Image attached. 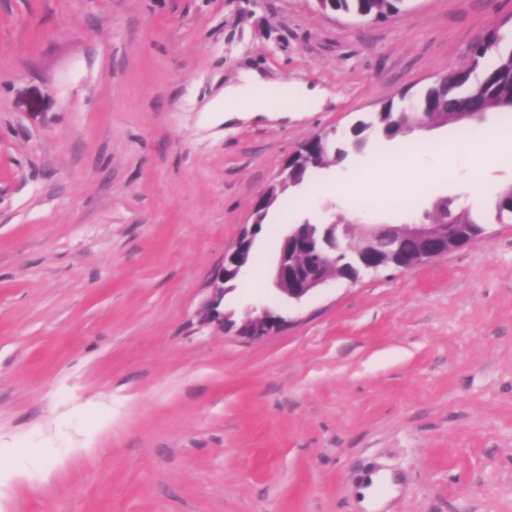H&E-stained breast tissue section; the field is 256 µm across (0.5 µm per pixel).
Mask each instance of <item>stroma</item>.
I'll use <instances>...</instances> for the list:
<instances>
[{
  "instance_id": "obj_1",
  "label": "stroma",
  "mask_w": 512,
  "mask_h": 512,
  "mask_svg": "<svg viewBox=\"0 0 512 512\" xmlns=\"http://www.w3.org/2000/svg\"><path fill=\"white\" fill-rule=\"evenodd\" d=\"M512 0H406L387 21L315 0H0V449L24 478L0 512H512V223L404 271L331 279L291 304L269 280L289 225L342 215L316 173L270 210L224 295L248 339L199 313L258 192L313 135L466 65ZM256 68L320 86L318 111L227 124L225 85ZM466 123L512 184V155ZM422 194L471 207L418 157ZM311 201L310 209L299 205ZM285 322V319L275 311L262 308L240 326L238 333L251 339L262 338L279 330Z\"/></svg>"
}]
</instances>
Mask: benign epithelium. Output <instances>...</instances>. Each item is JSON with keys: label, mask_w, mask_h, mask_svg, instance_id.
Here are the masks:
<instances>
[{"label": "benign epithelium", "mask_w": 512, "mask_h": 512, "mask_svg": "<svg viewBox=\"0 0 512 512\" xmlns=\"http://www.w3.org/2000/svg\"><path fill=\"white\" fill-rule=\"evenodd\" d=\"M359 246L346 242L347 235H314L313 225L295 224L285 238L275 264L274 284L288 296L291 302L299 303L313 291L323 286L336 262H355L362 270L378 271L394 266L409 270L415 266L446 255L467 245L472 238L462 224H357ZM256 231L244 232L234 248L224 254V266L218 273L213 295L201 313V321L224 325L227 319L221 309L224 299V284L229 281V272L236 271L247 261L244 248L253 241ZM285 319L269 308L246 320L238 333L251 339L262 338L279 330Z\"/></svg>", "instance_id": "7a95c632"}]
</instances>
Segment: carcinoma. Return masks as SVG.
Wrapping results in <instances>:
<instances>
[{
  "label": "carcinoma",
  "instance_id": "carcinoma-1",
  "mask_svg": "<svg viewBox=\"0 0 512 512\" xmlns=\"http://www.w3.org/2000/svg\"><path fill=\"white\" fill-rule=\"evenodd\" d=\"M404 0H322L324 10L344 12L370 20H387L401 12ZM501 28L492 26L471 47L472 63L424 89L416 96L402 93L388 99L379 111L366 120L357 121L341 136L336 132L308 143L309 157L290 167V178L278 194L309 181L319 169L340 164L350 154H360L371 146L393 141L412 124H427L444 112L468 108L474 112H512V49H503ZM495 217L502 222L512 219V197L501 191L494 202ZM435 221L464 224L477 236L483 231L481 221L471 210L457 214L448 200L435 204Z\"/></svg>",
  "mask_w": 512,
  "mask_h": 512
}]
</instances>
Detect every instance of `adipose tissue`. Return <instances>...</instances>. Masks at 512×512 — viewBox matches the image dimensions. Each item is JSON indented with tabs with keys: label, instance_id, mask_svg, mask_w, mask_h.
<instances>
[{
	"label": "adipose tissue",
	"instance_id": "obj_1",
	"mask_svg": "<svg viewBox=\"0 0 512 512\" xmlns=\"http://www.w3.org/2000/svg\"><path fill=\"white\" fill-rule=\"evenodd\" d=\"M268 88L263 72L257 69L244 72L239 83L225 86V120L287 117V107L266 102ZM414 164V157L402 154H387L373 158L370 165L360 174L361 181L373 185L367 202L368 209L378 213L383 210L385 202L392 195L420 192L421 183L407 177Z\"/></svg>",
	"mask_w": 512,
	"mask_h": 512
}]
</instances>
